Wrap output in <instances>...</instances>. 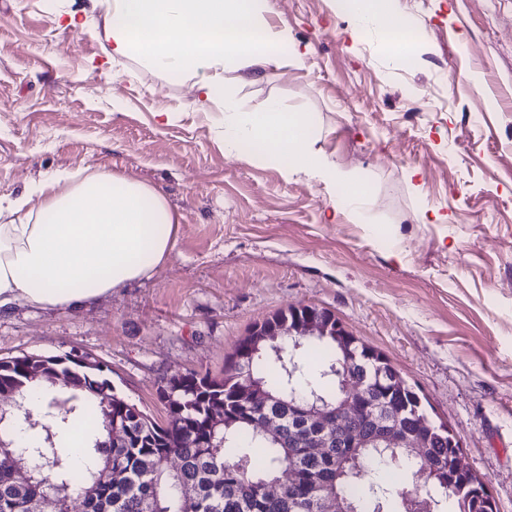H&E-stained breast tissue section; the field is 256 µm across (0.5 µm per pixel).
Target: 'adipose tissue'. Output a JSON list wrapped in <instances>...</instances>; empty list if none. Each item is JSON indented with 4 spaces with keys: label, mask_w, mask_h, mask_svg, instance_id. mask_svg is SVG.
<instances>
[{
    "label": "adipose tissue",
    "mask_w": 512,
    "mask_h": 512,
    "mask_svg": "<svg viewBox=\"0 0 512 512\" xmlns=\"http://www.w3.org/2000/svg\"><path fill=\"white\" fill-rule=\"evenodd\" d=\"M270 0H112L105 30L113 57L136 58L168 74L223 69L242 62H298L287 31L267 21ZM352 36L377 29L393 53L412 50L396 38L403 21L394 0H345ZM314 120L276 99L258 111L224 104V149L280 164L284 178L307 168L327 184L352 190L343 199L365 223L369 201L349 172L312 152ZM178 219L155 187L116 173L85 177L63 169L25 194L0 196V309L24 302L78 308L150 273L175 250Z\"/></svg>",
    "instance_id": "1"
}]
</instances>
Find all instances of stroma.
<instances>
[{"mask_svg":"<svg viewBox=\"0 0 512 512\" xmlns=\"http://www.w3.org/2000/svg\"><path fill=\"white\" fill-rule=\"evenodd\" d=\"M270 6L301 61L225 68L224 91L244 112L276 98L313 115L314 151L362 179L369 223L306 173L225 153L196 76L110 59L104 7L0 0V196L104 170L160 189L179 218L150 276L78 309L0 313V359L90 356L162 425L166 379L223 377L255 323L325 309L427 398L512 512V0H398L422 33L400 62L376 32L352 40L336 0ZM58 9L80 27L57 29Z\"/></svg>","mask_w":512,"mask_h":512,"instance_id":"stroma-1","label":"stroma"}]
</instances>
